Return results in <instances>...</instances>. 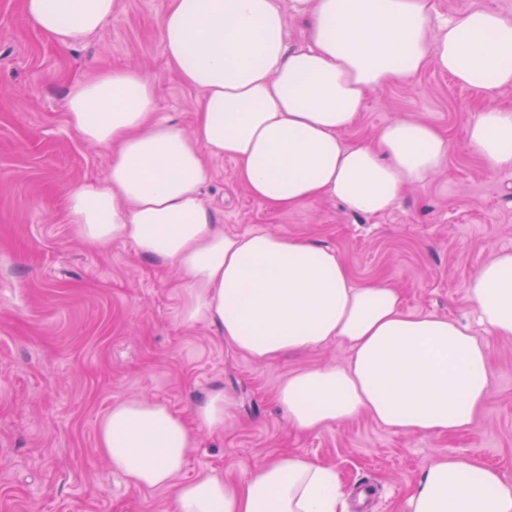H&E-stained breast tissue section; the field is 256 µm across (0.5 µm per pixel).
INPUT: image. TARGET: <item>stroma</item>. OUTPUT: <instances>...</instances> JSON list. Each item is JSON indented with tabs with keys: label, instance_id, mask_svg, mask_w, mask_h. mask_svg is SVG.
Listing matches in <instances>:
<instances>
[{
	"label": "stroma",
	"instance_id": "obj_1",
	"mask_svg": "<svg viewBox=\"0 0 512 512\" xmlns=\"http://www.w3.org/2000/svg\"><path fill=\"white\" fill-rule=\"evenodd\" d=\"M164 6L120 0L103 33L65 49L26 19L21 0H0V512H171L173 488L140 490L112 471L96 423L131 396L188 419L215 388L224 391V428L199 434L183 479H238L288 452L335 469L348 497L369 487L366 506L350 512H407L438 453L476 457L512 481V338L487 336L466 288L494 251L512 250V167L490 168L467 147L466 126L488 104L512 110V89L490 103L431 68L371 92L345 140L408 118L451 144L447 167L382 214H353L329 198L276 210L248 195L233 161L209 160L203 198L225 232L310 237L334 248L356 280L401 289L408 312L455 319L487 340L490 395L463 432L399 433L367 416L301 432L275 400L278 385L298 368L346 364L347 347L256 362L215 326L182 324L174 268L126 242L86 243L64 220L68 189L103 182L109 163L66 122L73 79L137 67L157 86L159 116L193 127L199 94L166 63Z\"/></svg>",
	"mask_w": 512,
	"mask_h": 512
}]
</instances>
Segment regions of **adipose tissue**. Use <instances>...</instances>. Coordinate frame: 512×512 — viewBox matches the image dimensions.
Here are the masks:
<instances>
[{
    "mask_svg": "<svg viewBox=\"0 0 512 512\" xmlns=\"http://www.w3.org/2000/svg\"><path fill=\"white\" fill-rule=\"evenodd\" d=\"M118 0H23L55 45L100 33ZM304 43L287 44L280 0H166L159 34L167 64L201 91L192 132L160 121L155 83L132 67L69 85L66 120L110 154L103 183L68 190L64 212L94 245L130 243L183 276L182 320L215 325L253 360L338 341L343 365L293 371L277 389L289 422L316 431L368 415L397 432L468 429L490 386L488 345L454 320L415 315L399 289L356 281L336 251L303 236L225 233L201 195L208 159L235 161L238 181L271 208L322 199L350 211L387 210L437 176L450 144L429 124L398 119L375 139L342 137L375 89L434 66L492 98L512 87V19L485 9L440 17L433 0H293ZM466 144L497 169L512 166V111L488 108ZM489 335L512 337V251L467 283ZM224 426V393L192 418L160 401L126 398L97 422L98 450L138 489L175 486L173 512H346L335 469L283 453L242 480L212 473L179 482L201 430ZM408 512H512V482L465 455L433 457Z\"/></svg>",
    "mask_w": 512,
    "mask_h": 512,
    "instance_id": "ef3b65f1",
    "label": "adipose tissue"
}]
</instances>
